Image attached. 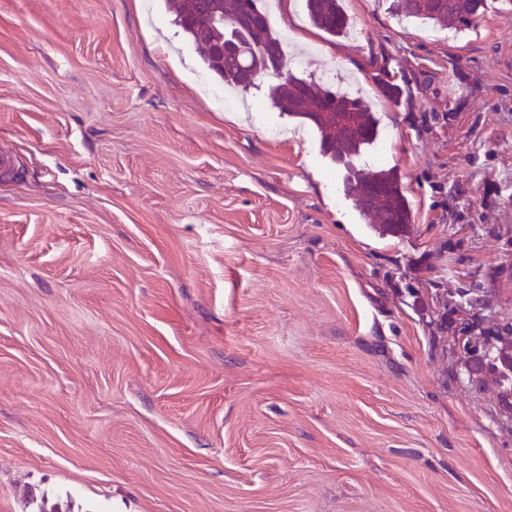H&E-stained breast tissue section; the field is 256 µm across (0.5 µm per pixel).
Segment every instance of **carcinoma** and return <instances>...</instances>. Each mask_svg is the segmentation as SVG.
<instances>
[{"label":"carcinoma","instance_id":"carcinoma-1","mask_svg":"<svg viewBox=\"0 0 512 512\" xmlns=\"http://www.w3.org/2000/svg\"><path fill=\"white\" fill-rule=\"evenodd\" d=\"M484 0H396L407 18L423 24H447L458 31L473 26ZM178 26L195 43L208 70L224 85L248 90L263 77L272 74L276 81L267 86V101L284 108L300 124L317 132L323 154L345 166L344 186L355 184L359 193L355 204L370 228L381 237H398L407 232L410 205L400 177L393 168L364 172L353 159L374 144L379 135V120L369 102L360 95L345 94L296 76L289 68L281 36L271 29L259 0H166ZM311 24L331 38L348 34L350 20L343 0H306ZM503 328L480 330L494 332L490 351H479L472 338L463 340V351L470 358L474 374L493 373L498 378L504 404L512 398V332Z\"/></svg>","mask_w":512,"mask_h":512}]
</instances>
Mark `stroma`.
I'll list each match as a JSON object with an SVG mask.
<instances>
[{
	"mask_svg": "<svg viewBox=\"0 0 512 512\" xmlns=\"http://www.w3.org/2000/svg\"><path fill=\"white\" fill-rule=\"evenodd\" d=\"M262 5L369 98L409 234L296 119L225 110L164 0H0V512H512L457 344L512 324V0L463 33L344 0L336 41Z\"/></svg>",
	"mask_w": 512,
	"mask_h": 512,
	"instance_id": "obj_1",
	"label": "stroma"
}]
</instances>
